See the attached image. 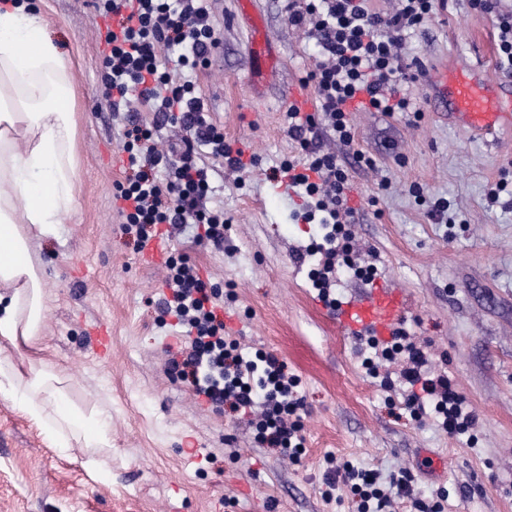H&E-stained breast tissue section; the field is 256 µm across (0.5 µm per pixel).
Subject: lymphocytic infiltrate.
Wrapping results in <instances>:
<instances>
[{
  "label": "lymphocytic infiltrate",
  "instance_id": "1",
  "mask_svg": "<svg viewBox=\"0 0 512 512\" xmlns=\"http://www.w3.org/2000/svg\"><path fill=\"white\" fill-rule=\"evenodd\" d=\"M288 20L303 28L318 47V61L310 74L317 93L315 114L300 115L296 108L285 114L288 132L305 152L302 167L283 163L279 171L311 197L305 222H320L321 244L315 245L319 267L313 285L321 300L330 297V277L337 258L348 257L347 226L355 209L350 206L349 178L336 156L311 149L310 138L318 126L336 141L353 140L347 112L350 106L373 112H412V95L423 71L417 61H404L400 50L404 36L433 18L437 0H397L386 16L375 12L370 0H282ZM102 16L114 18L103 57L104 97L112 111L138 103L154 115L155 122L179 125L183 136L168 150L147 148L151 131L130 118L123 150L135 173L117 183L114 201L122 231L134 247H141L161 225L194 226L197 244L224 241V212L210 209L212 193L208 167L199 165L201 150L242 167V150L233 148L223 129L209 122L204 104L187 80L185 69L207 65L219 47L203 0H98ZM165 285L170 297L161 299V317L180 326L167 362L172 380L205 397L210 408L246 420L263 447L292 459L304 452L298 423L304 400L298 376L269 351L244 353L224 326L223 304L216 288L207 285L198 268L184 255H168ZM382 359L401 358L404 406L421 416L433 408L449 436L475 430L478 415L457 391L447 372L427 370L426 352L405 331H398ZM349 486L356 512H384L393 497L411 500L416 512H443V502L415 497L408 474L390 475L380 482L377 472L334 464L328 470L325 498H333L338 484Z\"/></svg>",
  "mask_w": 512,
  "mask_h": 512
}]
</instances>
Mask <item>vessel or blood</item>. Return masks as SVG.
Listing matches in <instances>:
<instances>
[{"instance_id": "vessel-or-blood-1", "label": "vessel or blood", "mask_w": 512, "mask_h": 512, "mask_svg": "<svg viewBox=\"0 0 512 512\" xmlns=\"http://www.w3.org/2000/svg\"><path fill=\"white\" fill-rule=\"evenodd\" d=\"M430 101L471 132L487 136L512 127V100H504L498 84L486 80L472 67L439 70L432 75ZM168 250V242L148 240L138 254L139 263L158 267ZM410 311L405 291L392 279L376 277L364 291L349 295L335 308L332 322L345 336L386 341L404 323Z\"/></svg>"}]
</instances>
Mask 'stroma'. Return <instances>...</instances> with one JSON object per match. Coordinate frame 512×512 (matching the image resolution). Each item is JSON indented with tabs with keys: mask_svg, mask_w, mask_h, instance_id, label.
Here are the masks:
<instances>
[{
	"mask_svg": "<svg viewBox=\"0 0 512 512\" xmlns=\"http://www.w3.org/2000/svg\"><path fill=\"white\" fill-rule=\"evenodd\" d=\"M35 2L76 92L77 185L57 235L34 244L50 297L44 334L13 358L23 370L55 363L74 404L109 410L112 483L90 478L81 449L53 447L0 397V512H352L347 487L330 501L322 495L330 455L385 475L409 472L420 498L447 491L445 512H512V129L474 135L434 109L422 85L420 114L354 112L350 145L323 132L312 140L335 151L353 187L351 258L406 290L404 330L480 418L475 440L456 439L405 410L401 388L371 378L359 341L337 334L312 302L309 250L319 227L298 220V190L280 188L270 173L303 156L285 122L286 92L314 68L313 42L289 24L279 0H256L277 56L276 76L257 99L237 0H205L222 55L191 77L225 140L254 163L214 179L212 202L228 221L223 249L194 245L177 229L171 246L222 291L241 348L273 352L299 376L306 452L292 461L167 375L165 347L178 333L158 320L156 284L167 271L139 265L112 203L114 184L126 177L124 123L103 96L96 0ZM496 40L494 15L447 0L402 52L428 72L479 65L506 82L512 74L497 67ZM442 199L443 224L430 215ZM92 318L109 327L110 361L92 351ZM188 441L197 450L191 457L182 451ZM425 450L445 462L442 477L429 474Z\"/></svg>",
	"mask_w": 512,
	"mask_h": 512,
	"instance_id": "1",
	"label": "stroma"
}]
</instances>
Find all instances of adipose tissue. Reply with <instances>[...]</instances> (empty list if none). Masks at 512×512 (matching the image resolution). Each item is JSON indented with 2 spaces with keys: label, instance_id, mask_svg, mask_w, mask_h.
<instances>
[{
  "label": "adipose tissue",
  "instance_id": "obj_1",
  "mask_svg": "<svg viewBox=\"0 0 512 512\" xmlns=\"http://www.w3.org/2000/svg\"><path fill=\"white\" fill-rule=\"evenodd\" d=\"M68 65L26 0L0 6V336L36 342L49 299L36 239L56 236L75 202L77 123ZM0 395L54 447H81L83 467L111 483L110 414L70 401L64 376L39 361L20 373L0 356Z\"/></svg>",
  "mask_w": 512,
  "mask_h": 512
}]
</instances>
